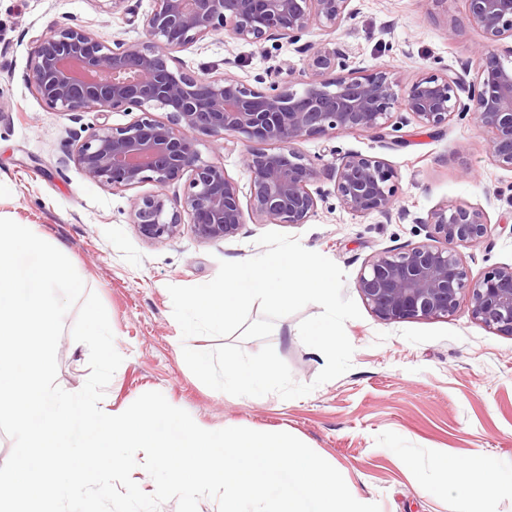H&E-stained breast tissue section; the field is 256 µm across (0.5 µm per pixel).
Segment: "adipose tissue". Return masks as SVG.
<instances>
[{
    "instance_id": "obj_1",
    "label": "adipose tissue",
    "mask_w": 512,
    "mask_h": 512,
    "mask_svg": "<svg viewBox=\"0 0 512 512\" xmlns=\"http://www.w3.org/2000/svg\"><path fill=\"white\" fill-rule=\"evenodd\" d=\"M435 466L445 487L456 493L460 512H473L480 500L500 490H512V469H499L482 456L462 462L441 456Z\"/></svg>"
}]
</instances>
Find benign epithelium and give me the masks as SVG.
I'll use <instances>...</instances> for the list:
<instances>
[{"label":"benign epithelium","mask_w":512,"mask_h":512,"mask_svg":"<svg viewBox=\"0 0 512 512\" xmlns=\"http://www.w3.org/2000/svg\"><path fill=\"white\" fill-rule=\"evenodd\" d=\"M142 30L146 40L108 44L75 26L51 30L37 43L27 80L50 108L79 120L82 112L139 111L122 127L84 126L67 159L88 179L114 190L153 183V195L131 199L129 221L150 242L181 235L192 226L203 241L235 236L254 224H305L317 212L312 186L321 175L334 181L342 207L355 216L391 214L396 173L380 157L351 151L323 170L298 148L313 136L380 133L414 122L439 128L456 114L472 113L487 133L494 165L512 170V65L495 53L480 57L477 77L446 69L417 77L397 93L389 72H347L346 53L326 44H299L313 26L336 30L353 14L351 0H153ZM468 22L488 44L512 40V0H465ZM223 31L253 44L287 40L309 57L302 88L280 78L291 68L256 78L251 86L230 72L196 74L175 56ZM269 86H264L266 78ZM168 112L159 120L153 110ZM226 147L242 143L250 174L248 211L240 187L224 165L206 161L199 136ZM259 142L266 149L252 146ZM188 177L182 200L168 206L167 190ZM417 223L429 242L371 256L357 288L382 321L439 319L461 302L472 319L512 335V264L471 277L458 248L483 243L492 229L483 210L464 204L432 209Z\"/></svg>","instance_id":"1"}]
</instances>
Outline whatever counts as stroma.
<instances>
[{"mask_svg":"<svg viewBox=\"0 0 512 512\" xmlns=\"http://www.w3.org/2000/svg\"><path fill=\"white\" fill-rule=\"evenodd\" d=\"M0 0V218L36 225L74 265L87 290L104 304L123 362L105 389L102 407L120 414L140 395L161 392L206 430L245 427L287 432L342 474L353 496L378 503L380 512H457L453 491L440 488L437 456L465 460L481 455L512 468V336L473 320L467 306L440 319L379 320L362 304L356 286L374 253L423 242L417 218L431 209L465 203L484 211L492 235L460 254L472 277L512 263V171L492 164L486 134L474 116L426 129L401 127L395 137L342 133L302 140L301 152L327 165L356 150L387 160L397 174V210L391 217L348 213L323 178L308 223L278 225L303 247L334 261L345 273L344 296L359 302L360 318L346 322L355 348L352 367L310 394L284 400L274 394L237 397L204 385L187 367L182 349L210 350L209 336L182 339L172 315L169 286L211 281L220 261H244L262 253L265 224H244L232 238L205 242L192 228L175 239L150 243L129 222L133 196L155 193L146 182L120 191L89 180L64 157L74 122L36 96L27 82L37 38L56 27L79 26L104 40L134 44L140 29L129 14L145 16L152 0ZM354 13L333 32L314 26L304 39L334 43L347 52L348 68L388 69L398 88L445 69L476 73L485 39L466 19L464 0H352ZM196 73L228 71L246 83L290 66L292 80L306 77L307 59L286 42L251 44L224 34L179 52ZM204 160L223 165L249 200L250 177L239 147L221 148L202 138ZM321 308L310 304L276 321L270 343L296 382H314L324 357L304 345L301 320ZM68 313L57 348V383L79 391L89 373V350L73 340Z\"/></svg>","mask_w":512,"mask_h":512,"instance_id":"1","label":"stroma"}]
</instances>
